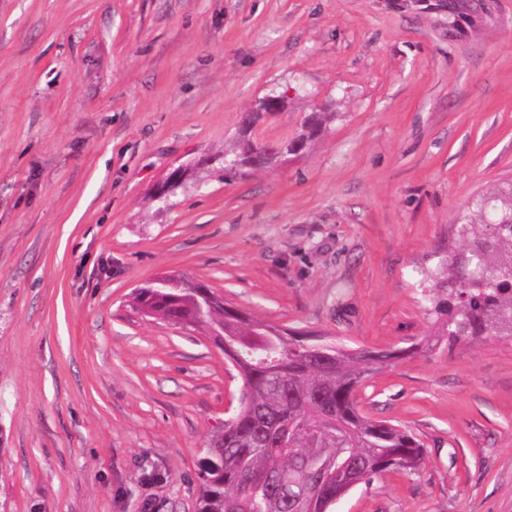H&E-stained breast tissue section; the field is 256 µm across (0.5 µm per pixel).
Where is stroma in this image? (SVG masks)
Masks as SVG:
<instances>
[{
  "label": "stroma",
  "instance_id": "35a3bbf8",
  "mask_svg": "<svg viewBox=\"0 0 512 512\" xmlns=\"http://www.w3.org/2000/svg\"><path fill=\"white\" fill-rule=\"evenodd\" d=\"M273 92L249 140L332 116L224 178ZM510 184L512 0H0V512H196L243 384L134 309L162 274L393 353L355 398L422 462L332 512H512V338L437 335L428 280ZM325 113L326 112H312L311 115L307 119L308 129L306 133L302 134L299 138L292 140L291 142L283 145H264L265 147L277 152L283 158L284 154H296L295 152H299L305 149L309 142L317 135L318 132L321 131L323 123L325 121ZM298 142L300 144L299 151H295V144Z\"/></svg>",
  "mask_w": 512,
  "mask_h": 512
}]
</instances>
